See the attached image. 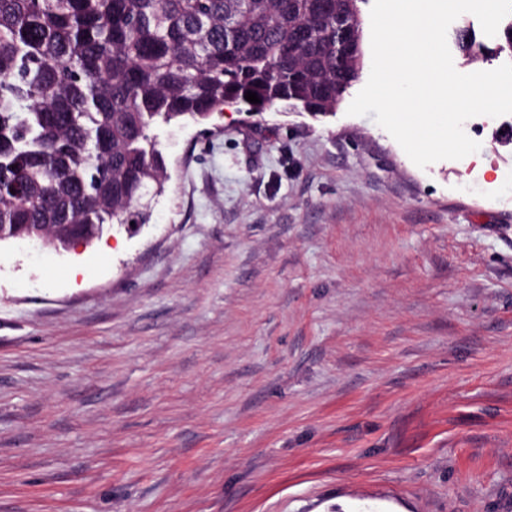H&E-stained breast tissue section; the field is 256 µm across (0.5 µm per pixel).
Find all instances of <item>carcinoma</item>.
<instances>
[{
    "label": "carcinoma",
    "instance_id": "1",
    "mask_svg": "<svg viewBox=\"0 0 512 512\" xmlns=\"http://www.w3.org/2000/svg\"><path fill=\"white\" fill-rule=\"evenodd\" d=\"M455 40L470 63L491 51ZM362 57L352 0H0V238L65 249L70 224L91 242L146 223L135 205L167 180L153 125L229 102L327 114Z\"/></svg>",
    "mask_w": 512,
    "mask_h": 512
}]
</instances>
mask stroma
<instances>
[{"label":"stroma","instance_id":"stroma-1","mask_svg":"<svg viewBox=\"0 0 512 512\" xmlns=\"http://www.w3.org/2000/svg\"><path fill=\"white\" fill-rule=\"evenodd\" d=\"M152 127L146 223L0 242V512H512V114Z\"/></svg>","mask_w":512,"mask_h":512}]
</instances>
